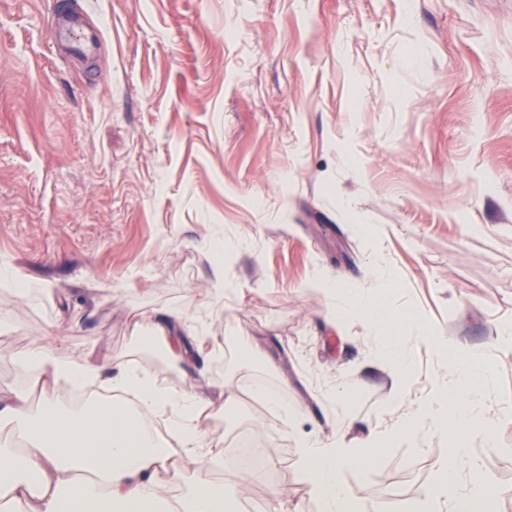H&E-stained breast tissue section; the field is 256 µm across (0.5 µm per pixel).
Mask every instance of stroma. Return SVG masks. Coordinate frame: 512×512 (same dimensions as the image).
<instances>
[{
  "label": "stroma",
  "instance_id": "obj_1",
  "mask_svg": "<svg viewBox=\"0 0 512 512\" xmlns=\"http://www.w3.org/2000/svg\"><path fill=\"white\" fill-rule=\"evenodd\" d=\"M53 4L0 0V266L63 290L26 299L0 279V385L22 384L10 352L52 329L66 352L158 366L151 316L180 311L224 342L196 391L243 404L210 423L221 478L237 480L248 431L281 497L252 483L244 506L318 512L300 436L360 449L452 382L423 328L483 352L479 408L496 423L469 446L512 489V349L497 345L512 324V0H76L102 43L84 58L61 53ZM217 261L242 295L203 313ZM383 265L414 360L395 402L392 371L368 366L383 329L307 286ZM447 456L444 436L395 441L342 479L412 512Z\"/></svg>",
  "mask_w": 512,
  "mask_h": 512
}]
</instances>
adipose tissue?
<instances>
[{
    "mask_svg": "<svg viewBox=\"0 0 512 512\" xmlns=\"http://www.w3.org/2000/svg\"><path fill=\"white\" fill-rule=\"evenodd\" d=\"M391 276L383 269L367 284L320 278L315 286L325 295H343L339 316L379 325L387 314L377 298ZM186 327L177 311L154 316L151 339L170 364L163 382L125 360L107 368L87 355L61 357L63 336L42 337L17 354L24 386L0 387V428L11 432L0 441V512H242L240 494L252 475L242 473L232 485L213 478L224 464V450L205 432L212 418L230 415L233 406L223 392L202 395L188 385L190 368L214 351L217 339L203 330L187 333ZM480 360L475 351L456 363L454 388L437 385L370 447L355 452L337 440H301L308 496L320 512H377L373 502L345 486L343 470L371 466L396 439L420 447L428 432L455 433L448 448L453 464L441 467L438 478L422 489L414 512H486L487 502L501 499L504 489L483 478L464 441L474 431H491L473 399ZM76 385H98L114 396L76 406L67 398ZM151 420L162 421L164 433L149 430ZM460 465L472 473L473 483H457ZM186 473L189 491L171 493V484Z\"/></svg>",
    "mask_w": 512,
    "mask_h": 512,
    "instance_id": "adipose-tissue-1",
    "label": "adipose tissue"
}]
</instances>
